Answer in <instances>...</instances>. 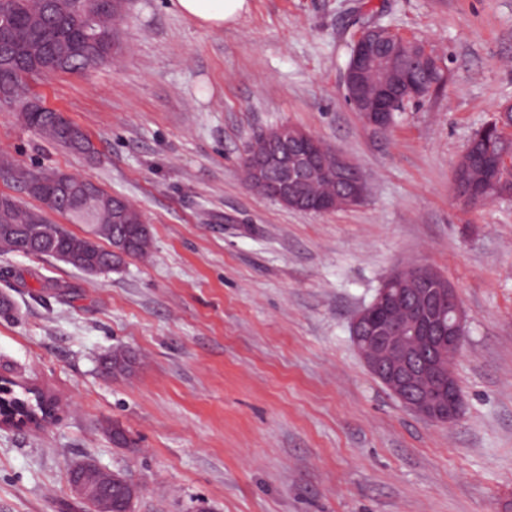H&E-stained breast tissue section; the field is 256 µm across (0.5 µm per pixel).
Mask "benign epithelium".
Segmentation results:
<instances>
[{"instance_id": "obj_1", "label": "benign epithelium", "mask_w": 512, "mask_h": 512, "mask_svg": "<svg viewBox=\"0 0 512 512\" xmlns=\"http://www.w3.org/2000/svg\"><path fill=\"white\" fill-rule=\"evenodd\" d=\"M398 59L400 81L378 82L379 49ZM442 66L438 55L425 49L400 53L377 26L360 28L343 76L346 100L364 124L377 131L393 125V110L418 102L427 94L415 81L424 69ZM319 138L305 130L279 125L257 132L245 156L252 166V181L273 184L271 197L281 205L301 210L305 197L300 185H315L336 172L341 183L329 201L314 212L361 204L367 193L362 172L341 151L331 149L314 157ZM451 192L462 205H483L477 189L452 178ZM466 314L456 289L434 268L413 265L394 270L374 299L351 319V339L365 366L400 404L434 424H451L461 415L464 399L453 361L464 340Z\"/></svg>"}]
</instances>
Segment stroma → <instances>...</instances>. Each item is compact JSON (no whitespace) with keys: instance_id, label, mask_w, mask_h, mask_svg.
I'll return each mask as SVG.
<instances>
[{"instance_id":"35a3bbf8","label":"stroma","mask_w":512,"mask_h":512,"mask_svg":"<svg viewBox=\"0 0 512 512\" xmlns=\"http://www.w3.org/2000/svg\"><path fill=\"white\" fill-rule=\"evenodd\" d=\"M367 21L448 71L386 132L344 96ZM119 40L94 69L26 80L94 158L0 105V156L127 197L152 237L96 277L0 253V376L61 405L44 428L0 430V512H86L68 470L87 458L137 485L136 512H512V197L466 207L450 191L472 132L512 102V0H250L220 30L127 0ZM282 124L349 156L365 201L310 214L251 190L246 146ZM413 263L468 315L447 425L405 409L349 333ZM117 346L138 358L130 376L100 370ZM115 422L134 447H113Z\"/></svg>"}]
</instances>
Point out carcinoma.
<instances>
[{
  "mask_svg": "<svg viewBox=\"0 0 512 512\" xmlns=\"http://www.w3.org/2000/svg\"><path fill=\"white\" fill-rule=\"evenodd\" d=\"M114 0H0V102H10L8 94L13 90L19 73L28 67L33 52H47L58 63L34 70L36 74L53 72H82L87 65V48L78 40L85 29L88 17L98 18L100 26L112 29ZM23 122L39 131L59 146L78 154L85 150L73 144L68 128L72 123L61 114L20 110ZM512 128V112L505 117L490 120L474 131L459 158L454 174L461 181L484 189L488 201L500 197L490 176L499 168H506V158L512 155V138L506 129ZM0 172L16 182L27 185L29 181L53 174L49 169L36 170L15 166L7 159H0ZM84 179L70 176V186L61 189L48 184L47 193H35L33 197L50 209L65 215L73 224H90L92 236L82 238L58 224H51L39 209L23 206L7 194H0V225L13 228L12 235L0 239V252L23 251L37 257L57 258V253L69 254L67 264L82 271L102 262L108 249L98 239L112 240V226L116 217L112 212L111 194L99 190L96 196H86L80 190ZM130 214L128 223L119 228L128 244L126 255L142 256L151 247L150 233L140 229L142 213L127 204ZM135 361L123 348H116L103 362L106 373L118 377L134 371ZM19 383L0 378V402L10 406L20 404L23 410L17 415L25 418V425L42 428L52 423L58 414L57 399L48 393L22 387L23 393L34 399L21 398L15 391ZM88 485L87 502L94 512H127V496L137 495L133 484L126 488L115 485L120 471L104 473L87 463L77 467Z\"/></svg>",
  "mask_w": 512,
  "mask_h": 512,
  "instance_id": "1",
  "label": "carcinoma"
}]
</instances>
